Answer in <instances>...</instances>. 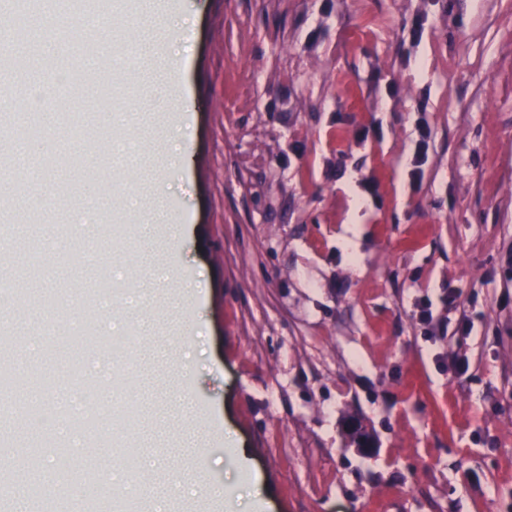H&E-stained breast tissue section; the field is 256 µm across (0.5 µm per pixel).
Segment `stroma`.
<instances>
[{"label": "stroma", "mask_w": 512, "mask_h": 512, "mask_svg": "<svg viewBox=\"0 0 512 512\" xmlns=\"http://www.w3.org/2000/svg\"><path fill=\"white\" fill-rule=\"evenodd\" d=\"M133 23L138 57L165 33L182 68L175 84L130 71L142 96L96 114L91 137L111 130L135 207L120 233L62 236L77 212H56L61 181H0L53 216L0 222V284L28 271L67 292L63 308L0 306V331L33 327L0 356L19 380L0 396V439L23 453L0 463L14 488L62 487L56 465L30 473L26 451L52 435L22 423L71 390L61 358L99 386L104 360L74 338L107 273L145 293L112 310L140 338L136 412L93 433L134 439L156 480L137 487L73 445L72 512L90 478L115 512L154 494L174 512H512V0H180ZM178 106L182 121H143ZM352 415L374 457L347 443ZM415 130L417 133L415 150L408 166L412 185L419 187L423 179V167L427 162L432 143V129L427 119L421 116L416 123Z\"/></svg>", "instance_id": "35a3bbf8"}]
</instances>
